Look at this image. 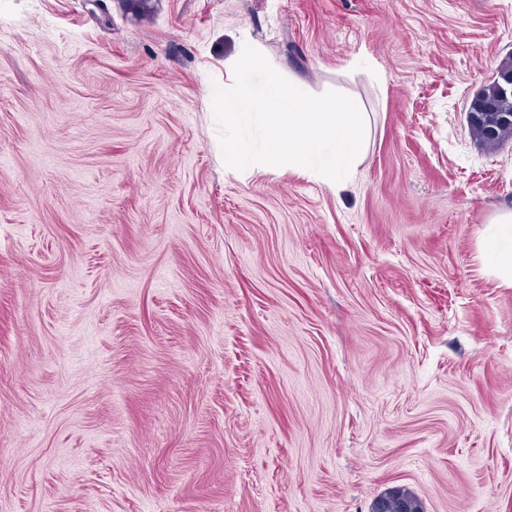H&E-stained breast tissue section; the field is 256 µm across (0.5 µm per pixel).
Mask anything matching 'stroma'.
I'll return each instance as SVG.
<instances>
[{
    "instance_id": "obj_1",
    "label": "stroma",
    "mask_w": 512,
    "mask_h": 512,
    "mask_svg": "<svg viewBox=\"0 0 512 512\" xmlns=\"http://www.w3.org/2000/svg\"><path fill=\"white\" fill-rule=\"evenodd\" d=\"M0 0V512H512V0ZM258 48L369 115L337 190L223 159ZM480 91L479 99L474 100L472 98V100L469 101L467 106L468 112H480L481 103L490 101L494 104L495 112L512 114V97H500L494 79L484 85ZM489 135L497 134V127L495 124L487 126ZM468 129L471 138L483 149L487 151H494L505 142L512 140V124H505L499 128L497 136L488 138L485 134L484 125L481 121L474 119L468 123ZM495 232L485 239L484 247L496 259L504 283L512 287V213L495 222ZM376 501H382L387 509H392L400 503H406L414 509L411 512H424L421 500L406 487H395L385 491Z\"/></svg>"
}]
</instances>
